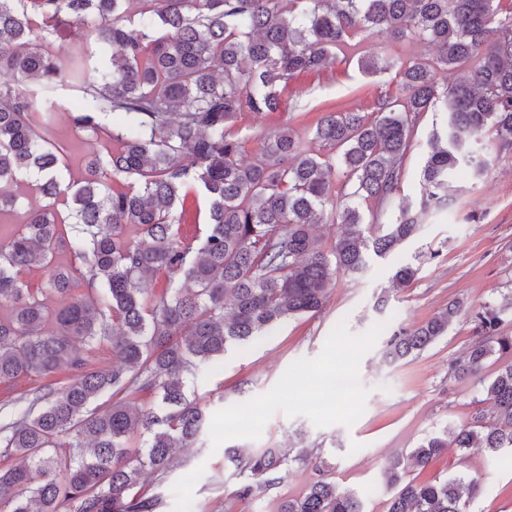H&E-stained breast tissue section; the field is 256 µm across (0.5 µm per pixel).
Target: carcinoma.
Returning <instances> with one entry per match:
<instances>
[{"mask_svg": "<svg viewBox=\"0 0 512 512\" xmlns=\"http://www.w3.org/2000/svg\"><path fill=\"white\" fill-rule=\"evenodd\" d=\"M60 29L77 47L64 60L48 42ZM376 32L433 48L424 60L358 58L366 74L395 71L403 96L380 95L369 112L322 109L317 150L283 125L244 157L238 116L278 111L288 81ZM464 65L454 82H439ZM2 73L0 216L20 220L0 238V384L39 385L0 405V512H157L161 497L143 492L144 474L161 482L186 466L182 450L208 422L188 377L290 316L319 312L338 276H358L370 255L415 236L420 215L453 204L462 165L483 173L471 155L478 135L491 130L497 150H512V0H0ZM60 87L82 94L86 106L65 111L102 147L68 182L47 101ZM427 112L444 113L446 126L431 141L418 203L399 201L402 161ZM23 174L43 200L24 210ZM338 180L346 204L334 211ZM192 189L207 202V229L188 240L180 206ZM333 217L344 231L327 248L312 227ZM33 269L47 272L36 290L24 279ZM149 280L164 287L150 291ZM463 308L450 300L424 324L392 332L385 355L420 353ZM508 309L512 292L472 311L474 342L450 368L473 378L493 353L506 358L480 400L493 413L478 406L446 436L390 457L387 512H467L476 480L407 474L447 448L512 453ZM100 350L112 365L93 366ZM107 392L112 402L94 405ZM224 456L249 479L241 498L312 464L319 478L279 512H364L315 448Z\"/></svg>", "mask_w": 512, "mask_h": 512, "instance_id": "carcinoma-1", "label": "carcinoma"}]
</instances>
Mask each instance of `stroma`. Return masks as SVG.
I'll use <instances>...</instances> for the list:
<instances>
[{
    "instance_id": "stroma-1",
    "label": "stroma",
    "mask_w": 512,
    "mask_h": 512,
    "mask_svg": "<svg viewBox=\"0 0 512 512\" xmlns=\"http://www.w3.org/2000/svg\"><path fill=\"white\" fill-rule=\"evenodd\" d=\"M358 55L385 59L398 54L429 57L426 44L394 42L386 34L364 37ZM394 71L368 76L357 65L335 63L288 83L280 111L257 119L240 116L235 128L255 152L262 133L289 125L303 141L322 107L368 110L382 92H397ZM53 124L65 148L68 168L79 174L96 145L91 134L74 131L67 112ZM440 113L425 114L415 127L414 146L402 164L400 196L419 199V174L429 152ZM477 158L487 159L483 174L465 169L459 176L455 205L428 211L418 234L397 251L371 257L355 278L338 276L322 312L282 320L271 335L229 349L217 370L189 379V392L210 414L211 426L188 449L186 468L164 481L144 477L146 487L163 499L160 512H278L282 500L300 496L316 477L312 468L292 466L271 490L238 496L241 484L227 466L224 451L254 452L291 445L322 449L336 464L337 483L360 496L365 512H387L389 493L382 473L388 457L406 453L425 439L466 423L482 385L456 379L453 362L463 360L473 339L469 309L512 290V152L497 151L490 133L476 140ZM417 270L411 286L392 287L401 265ZM385 308H378L381 296ZM466 304L446 335L419 355L399 362L385 359L389 332L414 328L432 318L449 299ZM345 381L343 392L319 408L309 397L327 378ZM463 474L479 483L470 512H512V458L491 459L472 448L447 452L424 475Z\"/></svg>"
}]
</instances>
